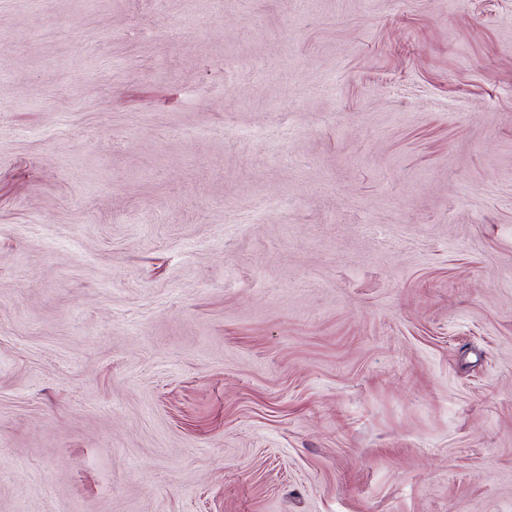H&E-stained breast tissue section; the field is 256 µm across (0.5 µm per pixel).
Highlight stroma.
<instances>
[{
  "instance_id": "35a3bbf8",
  "label": "stroma",
  "mask_w": 512,
  "mask_h": 512,
  "mask_svg": "<svg viewBox=\"0 0 512 512\" xmlns=\"http://www.w3.org/2000/svg\"><path fill=\"white\" fill-rule=\"evenodd\" d=\"M0 512H512V0H0Z\"/></svg>"
}]
</instances>
